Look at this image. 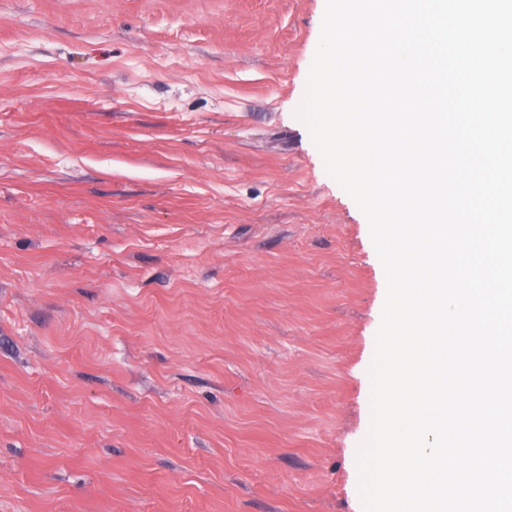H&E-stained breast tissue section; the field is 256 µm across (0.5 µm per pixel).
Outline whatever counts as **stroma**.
<instances>
[{
  "label": "stroma",
  "instance_id": "1",
  "mask_svg": "<svg viewBox=\"0 0 512 512\" xmlns=\"http://www.w3.org/2000/svg\"><path fill=\"white\" fill-rule=\"evenodd\" d=\"M325 0H0V512H357L369 225L295 111Z\"/></svg>",
  "mask_w": 512,
  "mask_h": 512
}]
</instances>
